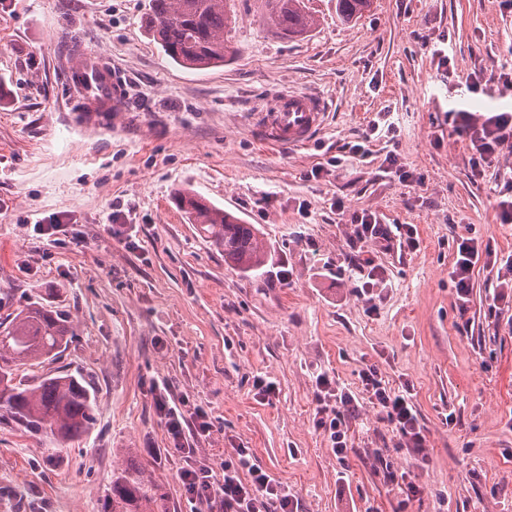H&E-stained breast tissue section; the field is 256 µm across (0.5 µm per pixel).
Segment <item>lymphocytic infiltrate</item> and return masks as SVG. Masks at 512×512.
<instances>
[{"instance_id":"lymphocytic-infiltrate-1","label":"lymphocytic infiltrate","mask_w":512,"mask_h":512,"mask_svg":"<svg viewBox=\"0 0 512 512\" xmlns=\"http://www.w3.org/2000/svg\"><path fill=\"white\" fill-rule=\"evenodd\" d=\"M448 119L455 131L465 136L471 151L474 174H481L492 157L512 148V113L491 112L473 117L470 112L452 108ZM352 240L375 242L383 250H416L419 241L413 225L391 226L380 223L375 213L364 210L351 217ZM448 277L455 291V305L467 312L473 288L475 268L496 271L497 285L488 299V310L500 312V303L512 294V259H500L493 245L473 236H458ZM369 403L377 407L399 436L400 447L420 460H427L429 448L425 430L410 397V385L395 390L383 385L374 367L360 373ZM314 426L328 437L334 454L346 455L349 449L348 421L359 409L357 397L349 390L336 387L334 378L319 375L315 380ZM156 408L165 421L173 449L186 460L179 473L190 512H205L220 504L222 512H293L294 500L287 484L253 462L247 448H234L224 454L221 469H214L197 457L196 449L187 447L186 434L205 432L210 428L200 408H189L187 402L170 405L165 394H157Z\"/></svg>"}]
</instances>
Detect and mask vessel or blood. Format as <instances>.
Masks as SVG:
<instances>
[{"label":"vessel or blood","mask_w":512,"mask_h":512,"mask_svg":"<svg viewBox=\"0 0 512 512\" xmlns=\"http://www.w3.org/2000/svg\"><path fill=\"white\" fill-rule=\"evenodd\" d=\"M92 54H85L82 62L72 68L70 77L95 103L115 112L125 109L126 99L120 88L105 90L93 86L89 70ZM327 105L323 97L311 92L280 93L271 97L266 106L254 112L253 128L266 143L282 149H298L308 145L326 123Z\"/></svg>","instance_id":"vessel-or-blood-1"}]
</instances>
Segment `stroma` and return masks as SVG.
Listing matches in <instances>:
<instances>
[{
  "instance_id": "1",
  "label": "stroma",
  "mask_w": 512,
  "mask_h": 512,
  "mask_svg": "<svg viewBox=\"0 0 512 512\" xmlns=\"http://www.w3.org/2000/svg\"><path fill=\"white\" fill-rule=\"evenodd\" d=\"M304 2L315 23L289 40L267 0H229L234 53L194 70L145 30L149 0H0V322L31 302L67 313L74 335L61 356L18 362L15 377L81 376L96 400L89 433L52 456L49 438L0 423V512H103L113 470L132 463L161 486L167 512H189L157 383L206 411L201 458L218 468L225 449H251L298 512H512V313L489 315V271L475 270L463 315L448 279L466 228L512 255V224L494 209L512 151L473 178L468 142L448 122L452 103L512 112V92L468 89L475 74L512 71V9L372 0L347 20L336 0ZM442 43L446 67L426 51ZM87 51L123 87L127 111L70 85L63 60ZM288 90L330 106L322 133L296 150L251 128ZM385 116L394 141L328 166ZM390 153L422 182L398 180ZM183 190L259 228L267 264L244 273L225 262L178 208ZM362 210L413 225L420 242L373 253L385 274L371 303L355 292L368 273L350 240ZM55 217L64 240L36 234ZM370 365L388 386L413 384L426 463L362 398ZM321 373L360 397L341 458L313 424ZM258 376L276 383L272 403L256 400ZM392 472L422 494L406 500Z\"/></svg>"
}]
</instances>
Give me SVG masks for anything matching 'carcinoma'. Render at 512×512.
<instances>
[{"mask_svg": "<svg viewBox=\"0 0 512 512\" xmlns=\"http://www.w3.org/2000/svg\"><path fill=\"white\" fill-rule=\"evenodd\" d=\"M227 0H151L145 28L175 63L190 69L224 64L229 47ZM271 20L286 37L308 31L312 17L303 0H271ZM338 9L352 19L370 0H337ZM177 202L190 223L224 252V260L244 270H259L268 252L260 232L251 224L186 191ZM73 336L69 318L41 304L29 303L0 331V421L25 433L44 434L53 444L81 439L91 429L95 405L88 388L71 374H46L32 383L14 382L12 363L50 360L64 351ZM163 499L159 485L136 469L112 473L105 512H155Z\"/></svg>", "mask_w": 512, "mask_h": 512, "instance_id": "carcinoma-1", "label": "carcinoma"}]
</instances>
